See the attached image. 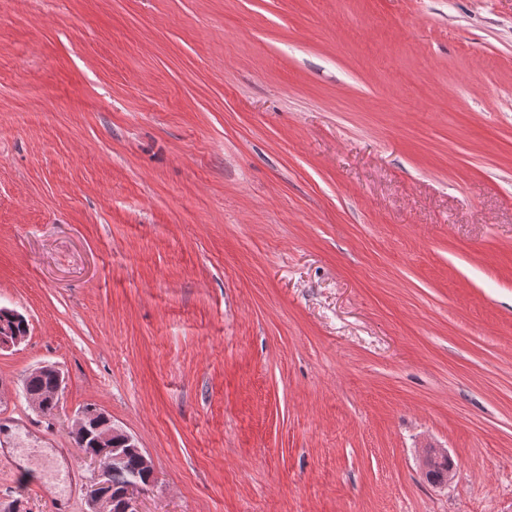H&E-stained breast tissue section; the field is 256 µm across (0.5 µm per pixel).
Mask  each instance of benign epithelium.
<instances>
[{
  "label": "benign epithelium",
  "mask_w": 512,
  "mask_h": 512,
  "mask_svg": "<svg viewBox=\"0 0 512 512\" xmlns=\"http://www.w3.org/2000/svg\"><path fill=\"white\" fill-rule=\"evenodd\" d=\"M99 414L101 411L90 404L81 411L78 419V427L94 435V449L86 454V458L93 462H102L105 469H116L125 451L135 450L140 453L142 467L148 472L153 471L151 461L142 453L134 437L115 428L110 419L100 421ZM141 487L142 484L137 478L126 479L121 502L117 505L112 499V484L105 481V478H100L90 492L92 512H138L134 507V493Z\"/></svg>",
  "instance_id": "1"
}]
</instances>
